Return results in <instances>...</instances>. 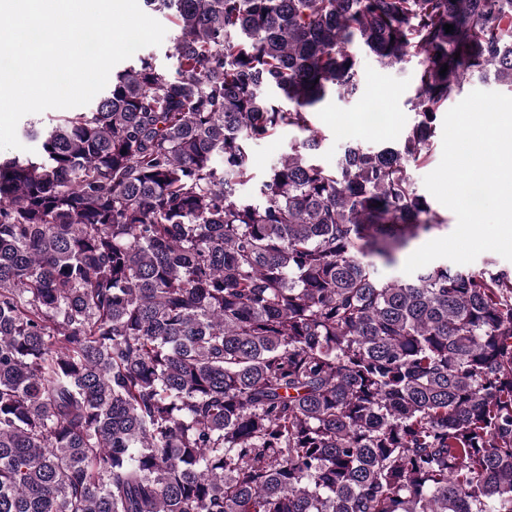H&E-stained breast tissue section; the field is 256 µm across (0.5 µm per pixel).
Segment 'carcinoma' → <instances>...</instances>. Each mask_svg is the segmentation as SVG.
<instances>
[{"instance_id":"obj_1","label":"carcinoma","mask_w":512,"mask_h":512,"mask_svg":"<svg viewBox=\"0 0 512 512\" xmlns=\"http://www.w3.org/2000/svg\"><path fill=\"white\" fill-rule=\"evenodd\" d=\"M143 6L175 71L0 155V512H512V271L378 269L445 226L407 166L467 76L512 91V0ZM360 47L418 120L323 165ZM302 136L296 130H285L278 136L257 144L253 149L254 171L257 176H264L269 167L275 164L285 152H288V146L301 139Z\"/></svg>"}]
</instances>
